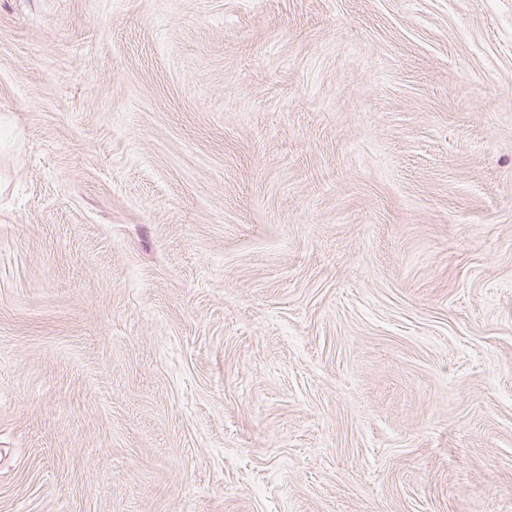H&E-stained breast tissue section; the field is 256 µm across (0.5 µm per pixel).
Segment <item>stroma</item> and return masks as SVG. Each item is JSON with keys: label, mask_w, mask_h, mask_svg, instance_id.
Returning <instances> with one entry per match:
<instances>
[{"label": "stroma", "mask_w": 512, "mask_h": 512, "mask_svg": "<svg viewBox=\"0 0 512 512\" xmlns=\"http://www.w3.org/2000/svg\"><path fill=\"white\" fill-rule=\"evenodd\" d=\"M0 512H512V0H0Z\"/></svg>", "instance_id": "35a3bbf8"}]
</instances>
